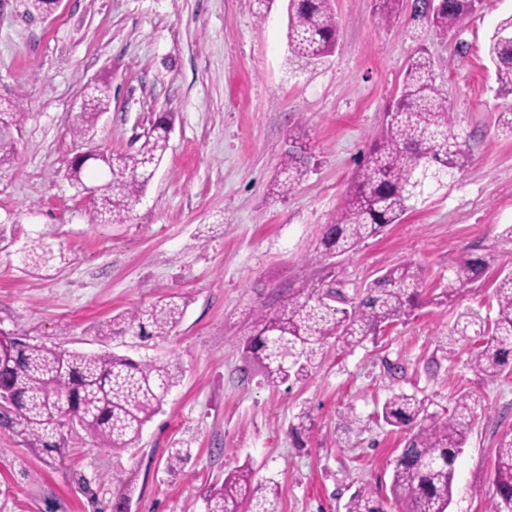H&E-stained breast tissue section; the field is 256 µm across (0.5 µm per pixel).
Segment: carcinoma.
Wrapping results in <instances>:
<instances>
[{"instance_id":"carcinoma-1","label":"carcinoma","mask_w":512,"mask_h":512,"mask_svg":"<svg viewBox=\"0 0 512 512\" xmlns=\"http://www.w3.org/2000/svg\"><path fill=\"white\" fill-rule=\"evenodd\" d=\"M481 4L482 0H444L428 15L412 14V20L446 33ZM399 8L400 0H380L378 22H396ZM338 32L331 0H297L288 15L289 49L308 62L331 56ZM511 32L512 14L497 22L488 45L495 80L505 94H512ZM109 101L107 84L87 86L72 120L73 136L86 138ZM22 117L19 102H0V166L15 154L12 128ZM169 131V121L160 117L133 155L114 157L103 152L109 178L97 187L90 223L119 224L130 216L167 151ZM307 150V145L294 142L283 162L279 192L302 182ZM467 159L447 97L435 85L429 60L420 52L406 71L380 138L359 163L343 204L323 229L319 257L348 253L385 226L400 222L409 210L445 187ZM67 176L82 191L86 179H100L101 170L76 156ZM46 237L47 233H39L24 250V260L35 268L64 259L45 242ZM489 264L485 257L464 260L441 297L450 300L472 288ZM494 284L495 318L462 312L451 328L461 340L477 341L469 362L487 378L499 376L512 358V271L497 277ZM325 293L321 282L311 280L288 293L279 308L258 310L255 334L247 339L244 351L268 383L306 379L324 361L330 342L350 348L361 344L421 305L423 290L417 271L405 264L378 276L340 305L325 302ZM186 305L183 297H168L149 308L112 317L100 324L99 333L117 336L133 331L141 338L165 337L181 322ZM179 382V371L169 361L136 362L111 351L67 350L0 331V388L15 397L12 411L1 414L0 422L40 454L64 458L69 437L78 428L114 455L131 449ZM477 407L471 393L458 395L444 420L421 426L406 437L392 473L390 497L364 484L351 494L345 512H386L388 504L401 512H447L454 495V464L472 432ZM425 411V400L400 391L384 402L381 416L387 425L403 428ZM493 471L489 512H512V429L499 440ZM253 479L254 469L247 463L227 473L221 486L203 492L204 512H278L279 489L272 488L269 497L259 496Z\"/></svg>"}]
</instances>
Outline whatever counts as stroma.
Instances as JSON below:
<instances>
[{
	"label": "stroma",
	"instance_id": "1",
	"mask_svg": "<svg viewBox=\"0 0 512 512\" xmlns=\"http://www.w3.org/2000/svg\"><path fill=\"white\" fill-rule=\"evenodd\" d=\"M336 50L319 63L288 50V0H61L50 14L27 0H0V98H16L23 118L16 156L0 167V329L69 350H109L133 360L172 362L181 382L120 456L89 436L69 442L65 463L34 454L0 428V512H110L132 481L131 512H204L202 493L251 463L256 483H278L282 512H345L366 483L388 494L405 430L379 416L393 393H417L429 421L455 397L481 407L455 464L448 512H486L492 457L512 428V369L486 378L451 337L460 312L495 317L494 281L512 269V136L498 116L487 45L512 13V0H484L449 33L413 36L412 0L398 23L378 25L376 0H332ZM425 52L448 98L468 161L423 205L362 242L320 262L309 259L342 205L358 162L380 132L405 71ZM111 84V103L89 135L70 119L84 85ZM173 116L169 148L127 222L92 224L91 201L66 177L90 148L136 151L162 114ZM309 147L308 172L276 194L293 139ZM49 232L64 262L34 269L21 250ZM484 255L489 269L453 304L424 305L384 332L346 348L301 383H266L242 354L259 307L277 308L303 281L337 270L346 296L387 269L408 264L425 297L442 292L462 260ZM184 294L189 303L170 336H102L99 323ZM356 431L341 433L346 407ZM312 426L294 436L301 408ZM191 458L168 471L172 444ZM79 470L97 493L73 480Z\"/></svg>",
	"mask_w": 512,
	"mask_h": 512
}]
</instances>
